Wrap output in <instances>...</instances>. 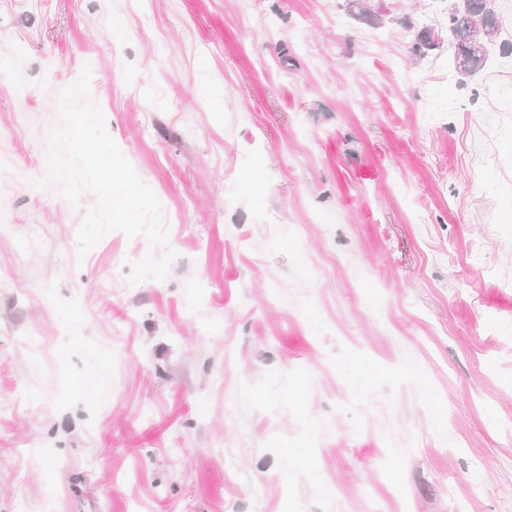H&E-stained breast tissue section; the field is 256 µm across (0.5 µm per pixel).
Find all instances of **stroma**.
Wrapping results in <instances>:
<instances>
[{"mask_svg":"<svg viewBox=\"0 0 512 512\" xmlns=\"http://www.w3.org/2000/svg\"><path fill=\"white\" fill-rule=\"evenodd\" d=\"M384 5L0 0V512H512V56ZM86 68L165 280L46 181Z\"/></svg>","mask_w":512,"mask_h":512,"instance_id":"1","label":"stroma"}]
</instances>
